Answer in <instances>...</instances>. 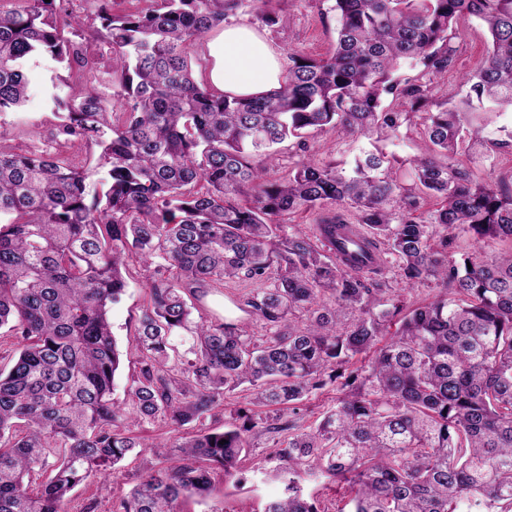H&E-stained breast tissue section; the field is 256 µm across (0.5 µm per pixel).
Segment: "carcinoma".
Wrapping results in <instances>:
<instances>
[{
	"mask_svg": "<svg viewBox=\"0 0 512 512\" xmlns=\"http://www.w3.org/2000/svg\"><path fill=\"white\" fill-rule=\"evenodd\" d=\"M20 2L0 10V112L27 101L23 64L37 53L77 81L85 43L108 44L115 64L110 102L60 79L54 150L17 153L0 130V329L19 344L0 367V512H65L75 486L142 446L130 423L156 419L179 434L243 383L251 407L222 432L152 443L167 465L114 512H177L181 497L209 492L213 468L247 481L239 460L256 430L288 432L274 449L288 463L283 493L265 512H322L304 495L313 478L347 486L349 510L336 512H512V250L482 252L487 238L512 242V184L479 183L458 159L512 150V131L488 142L469 119L512 108V0H334L333 53L290 55L279 88L247 97L196 79L188 61L240 0L121 12L97 0L95 16L71 13L66 25L64 0ZM464 18L491 46L448 106L434 79L453 63ZM403 62L420 74L395 78ZM405 106L424 114L416 189L379 149L349 170L301 161L287 180L265 179L285 139L323 129L389 139ZM90 143L107 168L92 196L89 171L68 157ZM423 194L442 201L424 220ZM344 204L364 234L345 264L332 254L349 227L341 214L309 232L280 223ZM460 234L474 251L457 265L448 245ZM133 260L149 293L126 411L112 399L122 353L109 311ZM389 262L405 288L433 282L439 294L405 309L382 280ZM234 278L263 284L243 302L268 328L262 340L242 323L191 318L187 297L200 302ZM183 333L191 343L175 371L171 337ZM327 387L336 403L302 428L298 404Z\"/></svg>",
	"mask_w": 512,
	"mask_h": 512,
	"instance_id": "carcinoma-1",
	"label": "carcinoma"
}]
</instances>
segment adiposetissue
I'll return each instance as SVG.
<instances>
[{
    "label": "adipose tissue",
    "mask_w": 512,
    "mask_h": 512,
    "mask_svg": "<svg viewBox=\"0 0 512 512\" xmlns=\"http://www.w3.org/2000/svg\"><path fill=\"white\" fill-rule=\"evenodd\" d=\"M210 81L224 92L251 96L278 87L285 63L279 52L246 25L229 26L209 41Z\"/></svg>",
    "instance_id": "adipose-tissue-1"
}]
</instances>
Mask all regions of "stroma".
Listing matches in <instances>:
<instances>
[{"mask_svg": "<svg viewBox=\"0 0 512 512\" xmlns=\"http://www.w3.org/2000/svg\"><path fill=\"white\" fill-rule=\"evenodd\" d=\"M331 6L332 0H262L256 7L251 0H244L225 21L254 28L282 55L296 53L320 59L329 55L336 44V15ZM260 10L277 16V24L262 23L256 16ZM451 44L456 49L454 62L447 78L437 81L435 88V97L440 101L459 98L464 76L479 68L486 56L487 33L480 22L465 19L458 23ZM25 70L31 96L21 110L0 113V125L7 131L9 145L24 152H41L50 149L57 124L47 91L52 80L67 77L68 71L47 54L27 61ZM422 130L420 116L411 115L396 138L383 144L387 154L400 160L398 174L406 186L413 183L411 162L421 153ZM364 146L361 140L342 137L329 130H314L307 136L306 151H298L292 139L279 145L278 158L268 166L266 177L280 182L288 177L298 161L323 165L348 160ZM466 165L476 181L490 185L506 181L512 179V150L489 151L467 159ZM253 288V283L248 281L228 280L204 298L202 305L207 313L244 322L248 316L241 309L242 300ZM147 293L148 280L144 272L133 269L120 301L110 308L112 332L123 353L112 397L126 408L131 405L130 387L138 372L135 333ZM163 431L158 421L132 425V435L144 439L145 447L134 449L121 463L108 468L106 483L92 478L77 486L70 495L67 512H113L142 477L161 468L162 461L149 443ZM275 446L276 439L271 434L255 435L241 460L242 466L254 469L252 481L239 488L225 480L222 472H215L208 495L180 498L179 512H264L267 504L282 493V484L276 475L278 462L273 456Z\"/></svg>", "mask_w": 512, "mask_h": 512, "instance_id": "1", "label": "stroma"}]
</instances>
